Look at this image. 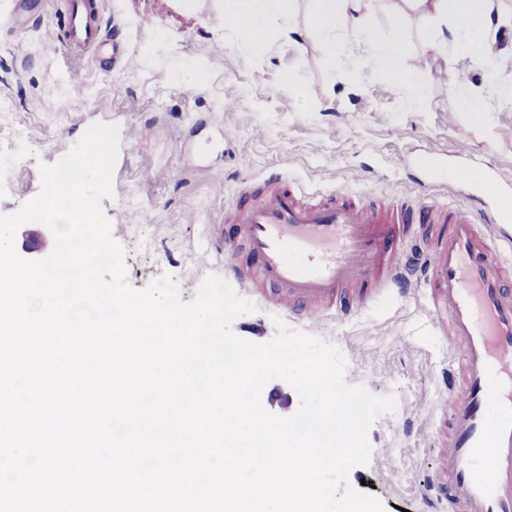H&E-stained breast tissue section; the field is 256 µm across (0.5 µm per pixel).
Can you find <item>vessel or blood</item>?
Segmentation results:
<instances>
[{
    "instance_id": "1",
    "label": "vessel or blood",
    "mask_w": 512,
    "mask_h": 512,
    "mask_svg": "<svg viewBox=\"0 0 512 512\" xmlns=\"http://www.w3.org/2000/svg\"><path fill=\"white\" fill-rule=\"evenodd\" d=\"M56 47L101 54L97 0H63ZM476 210L435 198L375 206L332 193L309 195L278 174L244 179V203L210 227L213 250L244 247L250 265L226 264L251 282L261 302L304 321L348 317L386 294L423 291L436 327L459 348L448 372V425L429 449L432 512H512V190Z\"/></svg>"
}]
</instances>
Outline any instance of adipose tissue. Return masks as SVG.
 Wrapping results in <instances>:
<instances>
[{
    "label": "adipose tissue",
    "instance_id": "ef3b65f1",
    "mask_svg": "<svg viewBox=\"0 0 512 512\" xmlns=\"http://www.w3.org/2000/svg\"><path fill=\"white\" fill-rule=\"evenodd\" d=\"M396 12L423 20L436 47L485 59L493 54V0H398ZM270 18L282 19L288 34L318 38L327 48L332 65L340 62L344 53L343 46L336 42V30L344 21H352L362 36L366 62L402 77L412 71L400 40L384 42L377 37L368 0H313L308 21L302 27L295 22L294 0H224V19L233 26L243 49L255 46V32L265 31Z\"/></svg>",
    "mask_w": 512,
    "mask_h": 512
}]
</instances>
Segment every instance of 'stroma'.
Here are the masks:
<instances>
[{
	"mask_svg": "<svg viewBox=\"0 0 512 512\" xmlns=\"http://www.w3.org/2000/svg\"><path fill=\"white\" fill-rule=\"evenodd\" d=\"M218 2L100 0L102 32L124 50L115 64L49 53L56 0H28L23 28L12 23L13 0H0V215L38 196L40 164L60 161L91 125L129 131L102 211L128 283L140 290L167 274L187 302L208 275L224 273L223 256L206 260L198 249L243 178L277 170L310 191L431 193L465 209L486 169L512 182V99L486 92L490 70L512 85L511 57L451 61L416 17L394 19V0H372L377 35L401 37L419 67L407 79L364 77L361 43L333 68L323 44L286 38L275 21L266 43L241 51ZM196 59L206 71L195 82L173 78L174 62ZM459 86L482 91L480 121L465 112ZM277 315L256 304L231 329L264 343L278 333ZM284 323L337 346L348 383L395 401L371 426L370 461L350 470L349 484L384 512H426L427 434L444 423L442 378L454 350L432 326L424 294L387 295L349 319Z\"/></svg>",
	"mask_w": 512,
	"mask_h": 512,
	"instance_id": "stroma-1",
	"label": "stroma"
}]
</instances>
